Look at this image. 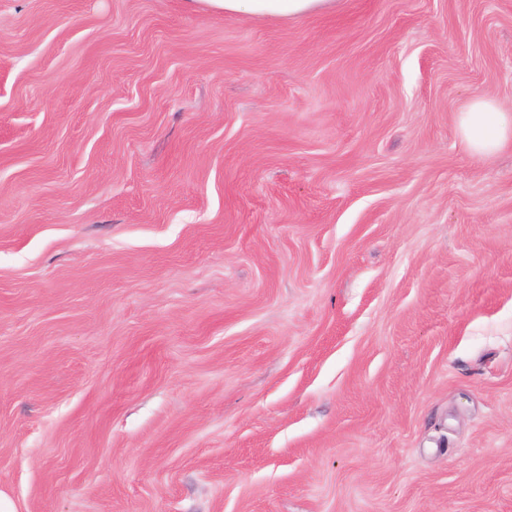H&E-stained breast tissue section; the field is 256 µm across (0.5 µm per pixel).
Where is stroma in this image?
Returning a JSON list of instances; mask_svg holds the SVG:
<instances>
[{
	"mask_svg": "<svg viewBox=\"0 0 512 512\" xmlns=\"http://www.w3.org/2000/svg\"><path fill=\"white\" fill-rule=\"evenodd\" d=\"M512 0H0L18 512H512ZM337 0H187L192 8L246 16L295 18L336 8ZM459 134L473 155L487 156L512 142V113L490 96L472 98L457 117Z\"/></svg>",
	"mask_w": 512,
	"mask_h": 512,
	"instance_id": "1",
	"label": "stroma"
}]
</instances>
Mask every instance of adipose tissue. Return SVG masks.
Listing matches in <instances>:
<instances>
[{"mask_svg": "<svg viewBox=\"0 0 512 512\" xmlns=\"http://www.w3.org/2000/svg\"><path fill=\"white\" fill-rule=\"evenodd\" d=\"M192 8L228 14L295 18L335 9L336 0H187ZM459 134L473 155L487 156L512 142V113L489 96L472 98L457 117Z\"/></svg>", "mask_w": 512, "mask_h": 512, "instance_id": "1", "label": "adipose tissue"}]
</instances>
